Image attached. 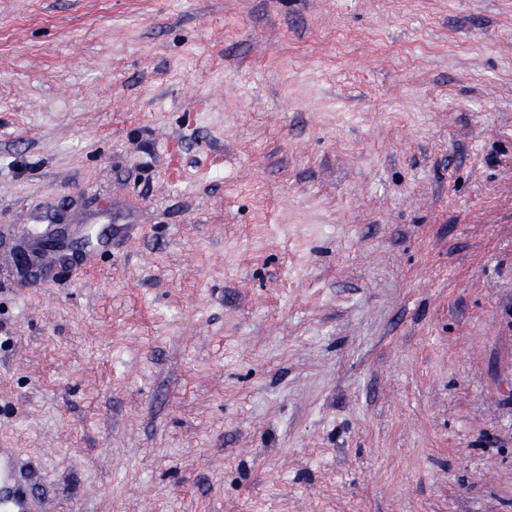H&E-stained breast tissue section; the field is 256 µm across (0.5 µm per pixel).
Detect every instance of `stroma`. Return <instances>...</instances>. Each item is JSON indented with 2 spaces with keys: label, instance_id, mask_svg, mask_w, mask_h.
I'll return each mask as SVG.
<instances>
[{
  "label": "stroma",
  "instance_id": "stroma-1",
  "mask_svg": "<svg viewBox=\"0 0 512 512\" xmlns=\"http://www.w3.org/2000/svg\"><path fill=\"white\" fill-rule=\"evenodd\" d=\"M1 228L34 512H512V0H0Z\"/></svg>",
  "mask_w": 512,
  "mask_h": 512
}]
</instances>
